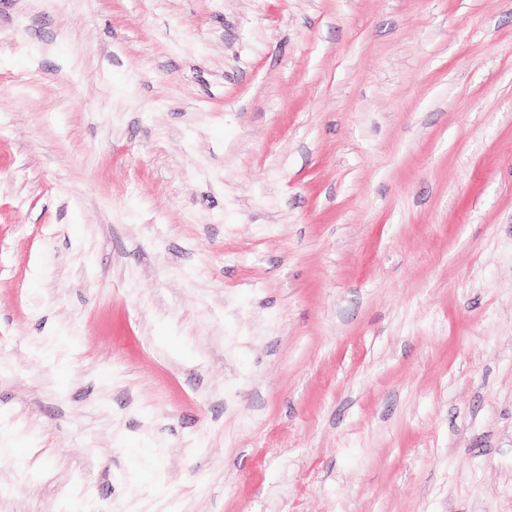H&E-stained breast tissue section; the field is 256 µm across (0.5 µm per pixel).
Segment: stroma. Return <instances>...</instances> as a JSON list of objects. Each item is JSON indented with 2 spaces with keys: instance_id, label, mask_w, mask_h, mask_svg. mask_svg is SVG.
<instances>
[{
  "instance_id": "35a3bbf8",
  "label": "stroma",
  "mask_w": 512,
  "mask_h": 512,
  "mask_svg": "<svg viewBox=\"0 0 512 512\" xmlns=\"http://www.w3.org/2000/svg\"><path fill=\"white\" fill-rule=\"evenodd\" d=\"M0 512H512V0H0Z\"/></svg>"
}]
</instances>
